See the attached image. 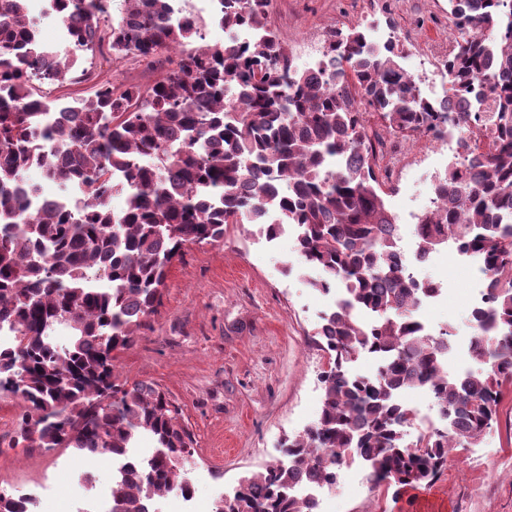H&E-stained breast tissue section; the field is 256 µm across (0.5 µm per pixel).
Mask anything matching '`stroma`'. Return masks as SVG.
Returning <instances> with one entry per match:
<instances>
[{
    "instance_id": "obj_1",
    "label": "stroma",
    "mask_w": 512,
    "mask_h": 512,
    "mask_svg": "<svg viewBox=\"0 0 512 512\" xmlns=\"http://www.w3.org/2000/svg\"><path fill=\"white\" fill-rule=\"evenodd\" d=\"M268 23L306 68L320 55L330 28L360 27L370 41L399 40L400 65L410 70L424 96L447 88L443 62L453 37L448 0H273ZM79 61L114 87L151 85L168 60L148 66L112 54L80 53ZM458 157L431 141L414 154L405 177L385 196L398 223V245L412 254L418 218L431 206L435 178ZM286 229L267 239L261 224H228L224 240L188 247L169 270L163 302L150 330L118 352L120 380L150 381L182 410L194 453L184 464L194 490L181 503L168 495L155 512H213L241 479L285 456L288 439L319 416L320 375L326 356L314 341L319 317L337 293L308 284L311 272ZM472 260L454 246L439 248L413 267L414 276L441 287L418 316L430 334L453 327L455 350L448 373L466 367L471 335ZM118 463L105 457L90 466L71 448L0 451V488L32 499V512H107ZM367 469L352 464L324 495L326 512H512V384H505L497 419L481 445L452 449L431 483L392 497L372 488Z\"/></svg>"
}]
</instances>
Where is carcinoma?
<instances>
[{"label": "carcinoma", "mask_w": 512, "mask_h": 512, "mask_svg": "<svg viewBox=\"0 0 512 512\" xmlns=\"http://www.w3.org/2000/svg\"><path fill=\"white\" fill-rule=\"evenodd\" d=\"M127 2L117 18L108 0H49V10L80 51L147 64L172 53L173 66L146 89L98 81L70 103L33 81L64 83L78 57L58 69L28 0H0V402L19 408L8 447L120 458L108 512H151L156 497L190 493L183 461L193 441L179 408L153 383L119 382L116 352L149 327L186 247L224 240L226 224H264L271 240L293 225L299 255L317 271L309 285L344 292L316 333L330 356L321 413L288 440L287 461L242 479L215 512H310L296 481L334 485L357 460L395 498L431 483L449 449L480 443L512 382V0H448L446 94L463 100L485 87L461 111L422 96L398 43L375 47L356 26L328 32L313 73L268 28L272 0H213L220 27L252 38L199 46L206 22L179 18L178 0ZM363 101L392 136L490 129L488 150L460 141V160L415 225L419 253L451 242L480 262L468 350L477 370L448 375L453 330L434 337L416 316L440 286L418 282L399 256L383 141ZM57 140L58 154L37 151ZM33 167L58 188L56 201L31 203ZM362 354L376 359L375 375L351 371ZM416 388L431 391L449 428L411 445L414 415L399 394ZM141 436L155 443L148 456L131 453ZM28 504L0 490V512Z\"/></svg>", "instance_id": "carcinoma-1"}]
</instances>
